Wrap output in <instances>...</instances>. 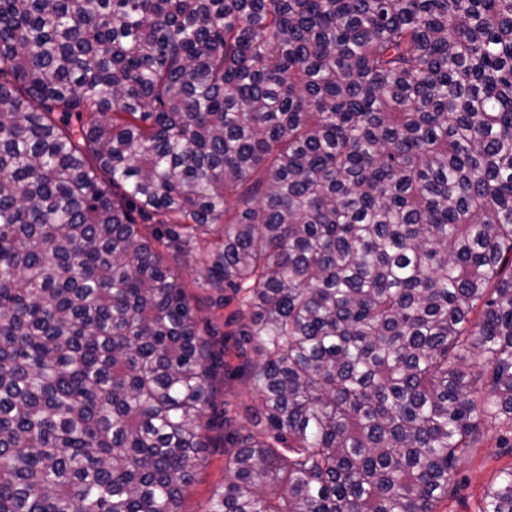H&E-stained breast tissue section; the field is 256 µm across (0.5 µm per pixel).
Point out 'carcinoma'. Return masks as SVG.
I'll use <instances>...</instances> for the list:
<instances>
[{
	"label": "carcinoma",
	"instance_id": "cac0c4a2",
	"mask_svg": "<svg viewBox=\"0 0 512 512\" xmlns=\"http://www.w3.org/2000/svg\"><path fill=\"white\" fill-rule=\"evenodd\" d=\"M219 334L207 512H437L509 444L512 0H0V512H184ZM173 265L177 273H179L182 278L189 282V290L194 296L198 297V301L196 305L199 307L197 311L198 315L205 319H211L213 317L211 310L212 308H207L205 304V296L208 293L206 289L197 288L196 279L200 278V268L197 266L194 257L189 252L179 253L176 261H173ZM237 353L235 348H231L230 351L226 352V356H224L227 367H224L223 371L220 370L217 377V388L220 393L216 399L215 413H213L211 409L207 410L205 420L214 419L215 414H219L223 409H226L229 411L230 416L236 417L238 424L246 425L256 432L259 431L261 427H253L250 422V417H246L244 411L246 406L252 404V395L230 375V371L242 362V359L237 356ZM499 447L498 434L488 431L471 455L459 463L456 483L448 500L437 508L439 512H475L484 487L512 461L510 448Z\"/></svg>",
	"mask_w": 512,
	"mask_h": 512
}]
</instances>
